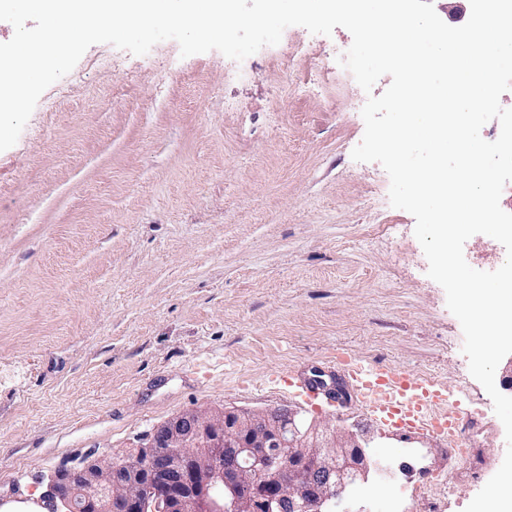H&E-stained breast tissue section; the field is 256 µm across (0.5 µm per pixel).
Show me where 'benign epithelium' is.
<instances>
[{"instance_id": "obj_1", "label": "benign epithelium", "mask_w": 512, "mask_h": 512, "mask_svg": "<svg viewBox=\"0 0 512 512\" xmlns=\"http://www.w3.org/2000/svg\"><path fill=\"white\" fill-rule=\"evenodd\" d=\"M367 430H329L290 407L184 411L132 454L47 478L49 512H329L372 469Z\"/></svg>"}]
</instances>
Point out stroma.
I'll return each instance as SVG.
<instances>
[{
	"instance_id": "1",
	"label": "stroma",
	"mask_w": 512,
	"mask_h": 512,
	"mask_svg": "<svg viewBox=\"0 0 512 512\" xmlns=\"http://www.w3.org/2000/svg\"><path fill=\"white\" fill-rule=\"evenodd\" d=\"M286 34L292 66L272 46L244 78L173 40L92 45L0 152V512H42L43 477L222 406L367 427L349 512H463L501 466L504 427L415 219L380 163L351 157L391 78L343 75L345 28ZM339 348L464 393L471 462L273 383L289 365L332 384Z\"/></svg>"
}]
</instances>
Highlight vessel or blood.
Listing matches in <instances>:
<instances>
[{
	"instance_id": "vessel-or-blood-1",
	"label": "vessel or blood",
	"mask_w": 512,
	"mask_h": 512,
	"mask_svg": "<svg viewBox=\"0 0 512 512\" xmlns=\"http://www.w3.org/2000/svg\"><path fill=\"white\" fill-rule=\"evenodd\" d=\"M336 371L359 410L374 423L401 434L420 433L447 440L462 457L458 442L474 420L460 391L441 380L422 378L382 359L339 354Z\"/></svg>"
}]
</instances>
